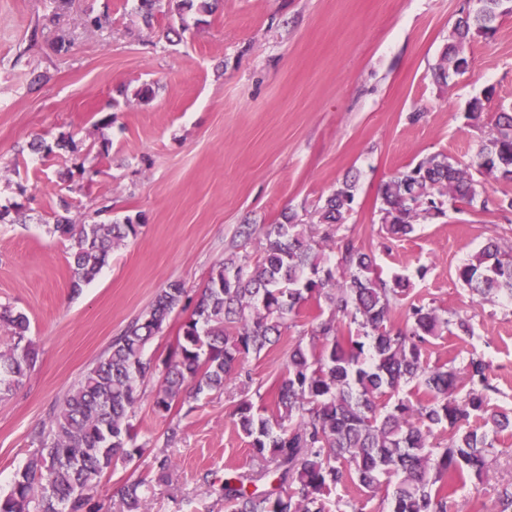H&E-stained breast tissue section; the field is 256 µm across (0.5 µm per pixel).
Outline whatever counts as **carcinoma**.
<instances>
[{"label":"carcinoma","mask_w":512,"mask_h":512,"mask_svg":"<svg viewBox=\"0 0 512 512\" xmlns=\"http://www.w3.org/2000/svg\"><path fill=\"white\" fill-rule=\"evenodd\" d=\"M512 14V0H477L461 7L436 81L445 83L469 67L465 46L474 35L491 36ZM512 173V103L501 105L476 161L461 164L444 155L426 157L384 182L378 197L380 232L405 237L418 224L444 214L452 198L486 206L485 185ZM356 180L345 179L306 222L292 213L262 226L263 247L252 259L240 254L252 237L245 226L232 240L181 326L176 346L163 361L153 408L166 413L200 395L250 378L245 359L277 343L290 321L309 326V343L288 351L275 388L278 413L266 415L248 398L235 424L249 439L259 476L224 480L218 495L230 512H329L339 485L352 483L380 496V512H448L466 478L488 473L495 434L512 430V417L489 408L490 364L473 355L461 367L427 364L432 341L443 333H473L468 316L441 314L410 303L404 325L392 322L409 297L410 279L382 278L374 256L341 233L353 211ZM70 202L59 199L52 231L71 241V287L92 281L114 247L138 232L122 224H75ZM459 279L481 302H512V254L490 239L458 269ZM188 299L179 282L155 297L150 310L113 338L108 350L65 396L48 429H37L40 448L18 469L0 512H100L95 502L101 476L122 455L141 456L131 421L140 383L156 366L144 358L149 341ZM0 325L10 336L0 344V398L19 386L35 352L30 320L0 306ZM448 428V444L434 441ZM172 459L160 452L152 469L168 476ZM271 479L263 492L246 483ZM148 486L136 479L119 495L127 512H144Z\"/></svg>","instance_id":"carcinoma-1"}]
</instances>
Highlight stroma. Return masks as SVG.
<instances>
[{
	"label": "stroma",
	"mask_w": 512,
	"mask_h": 512,
	"mask_svg": "<svg viewBox=\"0 0 512 512\" xmlns=\"http://www.w3.org/2000/svg\"><path fill=\"white\" fill-rule=\"evenodd\" d=\"M179 3L162 0L148 23L135 0H0V305L28 316L35 351L0 401V492L35 453L34 429L162 288L177 281L196 297L241 224L306 216L348 175L358 181L347 227L383 277L405 273L410 301L471 319L473 335L434 340L428 364L483 356L490 405L512 411V304L478 303L457 278L489 238L512 248V214L496 205L512 182L488 185L485 209L447 207L389 243L377 214L378 189L398 170L434 154L475 160L486 131L465 110L482 98L489 122L512 103V16L493 37L474 36L470 69L443 85L433 70L462 0H221L202 16ZM103 14L106 24L89 25ZM145 87L146 103L136 96ZM36 137L75 148L34 153ZM63 196L74 223L141 225L77 291L69 243L51 231ZM299 333L249 355L248 389L230 383L189 412L157 413L160 378H146L132 419L145 452L115 460L100 512H123L118 490L138 478L152 487L147 512H224L217 488L255 466L235 407L246 397L276 413ZM162 449L174 462L163 481L150 469ZM509 486L512 435H501L489 479L459 490L456 508L468 512L476 493L497 512Z\"/></svg>",
	"instance_id": "obj_1"
}]
</instances>
